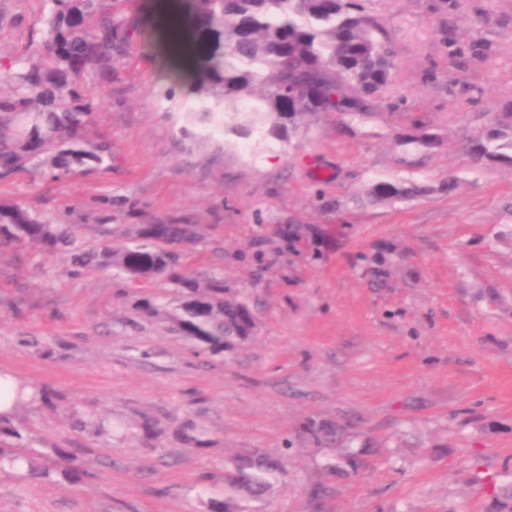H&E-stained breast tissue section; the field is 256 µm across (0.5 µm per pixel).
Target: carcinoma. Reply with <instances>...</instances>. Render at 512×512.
I'll list each match as a JSON object with an SVG mask.
<instances>
[{"instance_id":"carcinoma-1","label":"carcinoma","mask_w":512,"mask_h":512,"mask_svg":"<svg viewBox=\"0 0 512 512\" xmlns=\"http://www.w3.org/2000/svg\"><path fill=\"white\" fill-rule=\"evenodd\" d=\"M50 2L35 48L38 60H15L0 72L14 84L11 94H0V178L39 167L58 144L81 139L91 117L92 79L110 75L112 60L126 53L135 33L112 18L106 0ZM186 17L224 36V53L207 55L193 81L207 115L251 112L282 126L307 112H369L395 68L389 32L365 13L360 0H187ZM290 80L304 86L291 106L281 98ZM504 149L512 151V112L502 113L496 127L469 143L477 161ZM105 151L106 145L86 141L55 157L65 170ZM136 236L135 245L102 243L86 250L71 228L44 224L19 205L0 203V251L30 246L52 256L67 248L73 252V275L93 263L129 280L173 286L182 303L168 316L197 354L221 356L252 339L246 306L224 298V281L190 275L173 251L198 237L197 225L142 224ZM57 454L67 482H83L86 472L74 464L73 453L59 448ZM20 463L32 475L47 474L23 449L0 448L1 472ZM277 470V460L250 454L237 459L224 482L236 494L261 500L272 491L268 476Z\"/></svg>"}]
</instances>
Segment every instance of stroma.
<instances>
[{
  "mask_svg": "<svg viewBox=\"0 0 512 512\" xmlns=\"http://www.w3.org/2000/svg\"><path fill=\"white\" fill-rule=\"evenodd\" d=\"M160 2L114 5L136 34L85 129L111 156L14 173L0 202L75 225L89 249L171 217L200 225L181 263L222 279L255 334L199 356L164 317L170 286L75 275L64 252L1 254L0 371L60 399L19 405L0 436L47 470L1 472L0 512H206L251 451L284 467L255 512H498L493 485L512 482V162H475L464 144L512 104V0H363L396 53L381 105L284 131L187 116V86L158 69ZM50 7L0 0V64L40 41ZM451 38L479 50L450 58ZM381 182L421 192L369 200ZM142 297L160 316L135 310ZM76 415L106 434L76 431ZM321 423L337 442L313 440ZM59 448L81 449L83 483L65 481Z\"/></svg>",
  "mask_w": 512,
  "mask_h": 512,
  "instance_id": "stroma-1",
  "label": "stroma"
}]
</instances>
